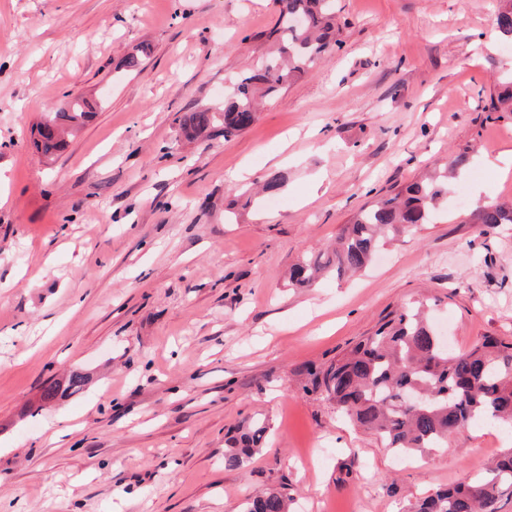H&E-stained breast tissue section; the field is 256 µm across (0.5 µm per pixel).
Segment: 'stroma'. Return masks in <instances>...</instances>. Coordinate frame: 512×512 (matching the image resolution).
I'll list each match as a JSON object with an SVG mask.
<instances>
[{
    "label": "stroma",
    "instance_id": "1",
    "mask_svg": "<svg viewBox=\"0 0 512 512\" xmlns=\"http://www.w3.org/2000/svg\"><path fill=\"white\" fill-rule=\"evenodd\" d=\"M496 6L336 0L340 47L244 133L196 140L183 116L271 51L276 0H0V512H240L272 489L290 512H409L512 447L484 424L403 460L303 390L420 298L455 348L512 336V224L459 220L512 204V112L488 111L512 81ZM73 97L94 114L46 160L32 131ZM463 148L431 223L359 275L289 283ZM73 371L83 391L41 405ZM256 417L265 443L225 467Z\"/></svg>",
    "mask_w": 512,
    "mask_h": 512
}]
</instances>
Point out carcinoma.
Returning <instances> with one entry per match:
<instances>
[{"label":"carcinoma","mask_w":512,"mask_h":512,"mask_svg":"<svg viewBox=\"0 0 512 512\" xmlns=\"http://www.w3.org/2000/svg\"><path fill=\"white\" fill-rule=\"evenodd\" d=\"M335 0H278L281 23L270 37L276 54L262 59L237 83L235 96L215 110L190 113L188 136L221 134L229 139L257 119L259 99L273 97L306 74L314 61L339 44ZM306 18L300 31L293 17ZM499 32L512 40V0H500ZM489 111L512 112V82L491 99ZM91 115L76 99L69 109L48 114L33 132V146L53 157L64 142L61 128L81 125ZM448 184L427 175L362 209L343 225L328 253L296 263L293 284L312 287L329 269L339 275L363 269L390 232L414 231L447 206ZM472 224L493 228L512 224V208L489 201L469 217ZM312 390H322L336 410L377 436L397 454L448 447V438L472 424L493 422L512 429V336H484L466 349L444 345L428 322L422 305H407L372 335L364 337L335 361L309 370ZM86 377L73 372L63 381H48L41 400L55 401L83 389ZM263 419L242 423L227 439L224 465L236 467L266 439ZM512 491V448L501 452L485 473L467 483L439 489L418 501L412 512H499L500 500ZM241 512H288L280 490L248 498Z\"/></svg>","instance_id":"1"}]
</instances>
